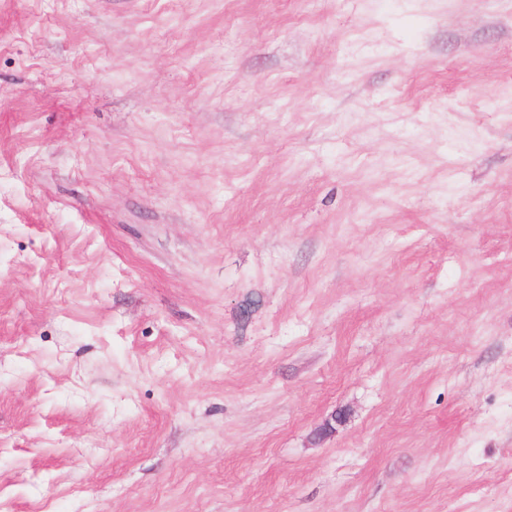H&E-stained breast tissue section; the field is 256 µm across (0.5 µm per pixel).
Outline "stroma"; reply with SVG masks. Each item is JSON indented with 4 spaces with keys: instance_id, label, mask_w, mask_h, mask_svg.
Instances as JSON below:
<instances>
[{
    "instance_id": "obj_1",
    "label": "stroma",
    "mask_w": 512,
    "mask_h": 512,
    "mask_svg": "<svg viewBox=\"0 0 512 512\" xmlns=\"http://www.w3.org/2000/svg\"><path fill=\"white\" fill-rule=\"evenodd\" d=\"M0 512H512V0H0Z\"/></svg>"
}]
</instances>
